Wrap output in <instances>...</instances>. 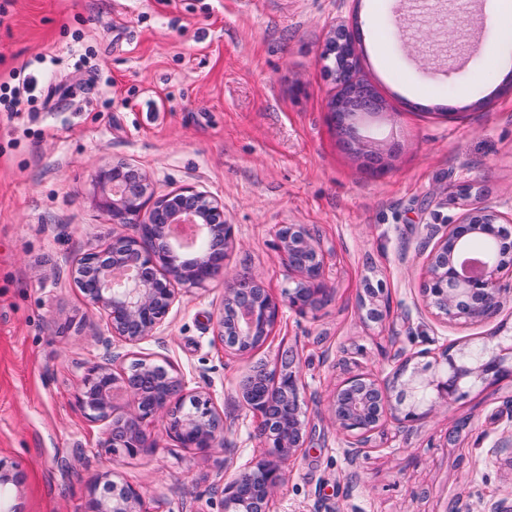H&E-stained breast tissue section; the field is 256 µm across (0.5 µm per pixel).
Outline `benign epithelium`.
Segmentation results:
<instances>
[{"label": "benign epithelium", "mask_w": 512, "mask_h": 512, "mask_svg": "<svg viewBox=\"0 0 512 512\" xmlns=\"http://www.w3.org/2000/svg\"><path fill=\"white\" fill-rule=\"evenodd\" d=\"M320 62L336 84L329 112L339 134L361 152L360 139L347 118L383 109L371 84L358 73L356 39L343 25L328 35ZM95 207L110 224L129 233L112 239L71 263V277L89 306L104 313L112 338L131 346L158 333L179 298L180 288L204 286L224 270V249L234 227L224 203L194 186L157 195L150 175L126 161H112L97 172ZM512 216L485 203L473 204L453 224L444 225L425 260L423 296L447 322L490 318L503 307L501 279L512 277ZM174 224L194 226L191 241L169 232ZM277 248L293 286L285 290L288 306L305 314L329 296L324 288L325 250L301 224H286L276 233ZM365 316L381 322L390 312L383 286L368 285L361 299ZM279 319V306L251 277L225 284L224 300L212 316L214 335L232 355H244L267 343ZM133 368L93 365L78 396L82 411L107 424V446L135 454L151 446L144 424L163 415L169 434L185 448L206 450L224 441V421L208 394L185 393L173 366L135 362ZM512 377V336L497 348L469 345L436 352L424 350L393 358L381 379L351 372L329 396L328 411L343 435L345 456L354 464L370 448V437L385 424L403 425L426 418L464 394L468 385L498 383ZM305 387L295 353L285 349L274 365L261 363L241 381L238 395L258 416L255 435L272 454L238 470L224 487L222 512H272L274 496L286 480L285 466L308 447L314 426L302 407ZM130 396L134 413L116 411L114 397ZM83 512H150L141 492L106 474L88 490Z\"/></svg>", "instance_id": "1"}]
</instances>
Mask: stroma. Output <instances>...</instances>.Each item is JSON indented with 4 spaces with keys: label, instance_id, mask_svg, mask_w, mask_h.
I'll use <instances>...</instances> for the list:
<instances>
[{
    "label": "stroma",
    "instance_id": "35a3bbf8",
    "mask_svg": "<svg viewBox=\"0 0 512 512\" xmlns=\"http://www.w3.org/2000/svg\"><path fill=\"white\" fill-rule=\"evenodd\" d=\"M0 85L37 80L19 113L0 112V460L19 472L5 507L82 512L104 473L140 489L150 512H220L222 489L267 447L236 393L258 361L297 355L310 448L288 464L274 512H484L512 490V378L467 389L447 411L388 423L357 464L331 423V391L359 368L385 377L396 353L455 342L493 348L512 336V296L488 319L444 324L422 288L434 227L462 212L463 185L512 211V76L486 61L493 37L470 5L430 29L406 0H0ZM358 34L359 74L383 102L357 133L381 159L337 138L334 92L318 61L329 31ZM458 34L449 43L447 30ZM149 172L158 193L192 185L233 224L224 276L182 291L157 336L112 342L104 315L69 277L71 261L124 227L92 202L106 162ZM306 225L326 250L327 301L301 314L284 295L275 247ZM258 278L280 305L268 343L226 354L209 317L226 279ZM383 280L390 314L364 319L366 281ZM170 362L187 392L210 395L223 445L184 448L162 418L151 447L105 444L106 426L77 403L88 367L114 354ZM458 429L456 442L448 432ZM502 446L498 459L490 448Z\"/></svg>",
    "mask_w": 512,
    "mask_h": 512
}]
</instances>
